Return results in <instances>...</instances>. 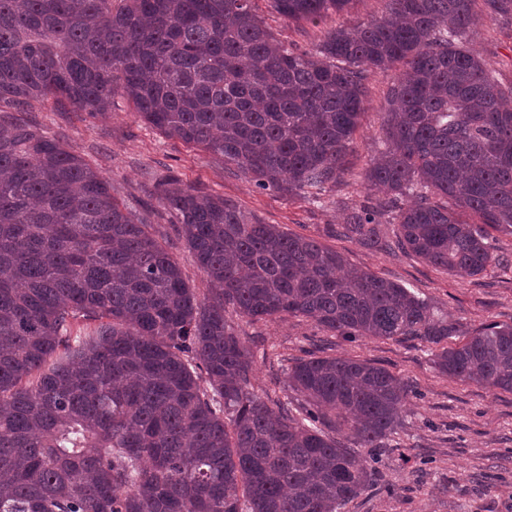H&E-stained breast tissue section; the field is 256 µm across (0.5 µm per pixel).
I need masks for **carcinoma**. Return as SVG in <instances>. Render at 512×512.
<instances>
[{
    "label": "carcinoma",
    "mask_w": 512,
    "mask_h": 512,
    "mask_svg": "<svg viewBox=\"0 0 512 512\" xmlns=\"http://www.w3.org/2000/svg\"><path fill=\"white\" fill-rule=\"evenodd\" d=\"M270 2L316 26L350 0ZM484 16L512 17V0H387L299 51L255 0H0V512H340L360 495L373 468L355 449L398 430L410 386L311 355L288 371L296 401L261 397L229 306L350 341L416 338L439 347L441 373L512 393V325L467 332L169 177L152 194L209 279L199 297L112 182L20 117L52 100L95 118L120 96L256 189L319 201L350 174L369 74L392 70L386 149L364 176L385 198L345 233L458 278L507 271L485 240L512 235V83L469 47ZM338 421L350 442L325 432Z\"/></svg>",
    "instance_id": "carcinoma-1"
}]
</instances>
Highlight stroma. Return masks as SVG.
<instances>
[{
    "label": "stroma",
    "mask_w": 512,
    "mask_h": 512,
    "mask_svg": "<svg viewBox=\"0 0 512 512\" xmlns=\"http://www.w3.org/2000/svg\"><path fill=\"white\" fill-rule=\"evenodd\" d=\"M386 7V0H351L345 11L329 14L319 26L298 28L277 19L269 0H258L260 13L277 37L305 47L318 43L330 29L352 28L380 17ZM469 44L502 80L512 81V20L481 19ZM392 80L382 72L370 76L367 110L351 159L353 175L327 192L320 204L258 191L201 148L168 138L137 119L124 100L105 118L49 105L34 107L29 117L111 180L119 200L166 240L198 293L209 286L206 274L171 228L169 214L148 196L149 187L170 173L202 193L234 202L264 223L316 238L350 264L435 302L465 328L511 325V272L491 267L476 277L455 278L415 255L375 251L343 233L347 210L359 207L366 195L361 174L384 147L381 114ZM238 330L255 357L252 385L260 394L269 390L290 397L287 364L311 354L366 360L414 387L398 432L382 447L363 451L375 470L371 486L341 512H512V393L448 378L436 368L431 347L417 339L350 342L312 321L288 316L253 325L242 321Z\"/></svg>",
    "instance_id": "obj_1"
}]
</instances>
